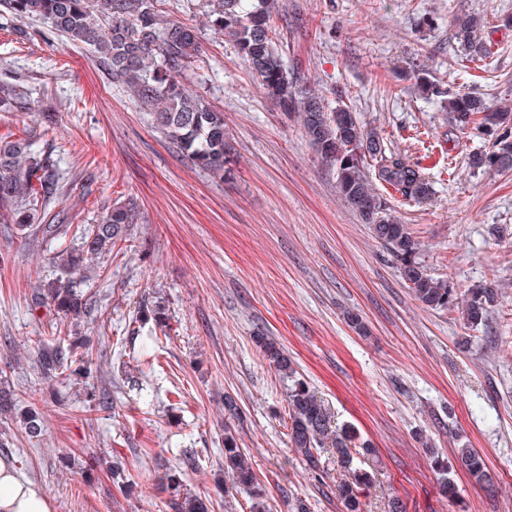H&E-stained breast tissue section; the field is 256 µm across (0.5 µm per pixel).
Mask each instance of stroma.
<instances>
[{"label":"stroma","instance_id":"obj_1","mask_svg":"<svg viewBox=\"0 0 512 512\" xmlns=\"http://www.w3.org/2000/svg\"><path fill=\"white\" fill-rule=\"evenodd\" d=\"M164 19L194 27L204 54L185 85L224 114L223 178L194 167L150 127L94 54L51 34L27 38L0 16V81L28 89L0 112V136L48 132L68 192L42 224L87 227L102 207L136 198L143 215L131 249L102 259L86 285L94 301L80 330L106 403L49 381L37 339L56 320L33 308L36 282L55 269L31 240L0 233V387L16 409L0 420V457L37 481L55 512H172L156 489L164 469L188 489L215 493L224 430L246 448L272 512H342L336 461L318 482L288 446L286 390L257 337H272L331 411L338 429L369 443L374 484L365 512H512V172L472 170L486 135L462 133L422 94L424 73L452 90L512 105V0H278L277 44L301 86L378 128L390 149H411L433 195L386 196L420 240L428 274L464 292L497 288L487 321L415 299L386 247L341 200L296 117L274 105L233 43L206 23L205 0H155ZM483 17L490 57L470 62L452 38L459 10ZM163 303L168 332L143 318ZM140 386L129 379L146 362ZM232 397L238 417L224 410ZM45 433L28 440L21 412ZM485 458L476 484L456 448ZM450 467L441 474L434 457ZM121 464L136 486L122 496ZM454 494H445L442 478Z\"/></svg>","mask_w":512,"mask_h":512}]
</instances>
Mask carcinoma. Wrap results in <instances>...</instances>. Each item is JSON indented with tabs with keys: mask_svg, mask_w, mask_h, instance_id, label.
<instances>
[{
	"mask_svg": "<svg viewBox=\"0 0 512 512\" xmlns=\"http://www.w3.org/2000/svg\"><path fill=\"white\" fill-rule=\"evenodd\" d=\"M154 0H0V11L19 20L39 21L75 44L91 47L101 68L112 82L126 88L147 112L152 128L184 154L195 166L224 177L228 163L224 113L215 111L202 95L185 86L179 77L202 60V48L194 29L159 16ZM207 23L217 34L231 38L267 95L287 111L299 114L303 129L321 162L336 176L344 202L370 225L376 239L391 252L413 295L425 306L444 310L454 302V290L443 280L427 274L420 260L421 243L390 201L375 186L380 182L402 196L423 201L431 187L418 163L403 151H393L376 129L364 124L349 108L332 107L318 92L299 88L276 49L271 24L274 0H206ZM481 18L466 12L454 22V38L471 61L489 55L482 36ZM420 88L441 99L452 128L476 130L491 137L489 150L468 156L474 170L495 167L512 170V116L508 108L487 102L471 92H455L420 78ZM19 84L0 83V112H8L24 98ZM31 137H0V223L12 224L18 234L33 225L39 206L61 200L53 160L33 149ZM142 223L136 202L115 203L100 215L97 224L74 234L73 242L52 251L57 275L34 288L35 308H51L64 317L77 319L88 313L91 298L82 289L91 278L94 263L112 254L115 247L133 241L135 227ZM70 226L44 224L35 246L66 237ZM497 301L492 288H473L461 300L469 325L485 322ZM64 346L39 347L41 370L59 382L88 379L93 358L85 342L64 333L57 337ZM263 355L286 384L289 442L315 472H322L321 458L336 455L341 472L336 496L344 512H364L363 497L373 482L360 457L372 454L367 445L355 443L346 432L333 429L331 417L308 383L297 376L288 356L270 338H260ZM24 429L28 439L43 436L41 414L27 411ZM458 462L471 478L489 481L482 455L473 448L457 449ZM224 493L237 488L249 491V512H270L265 490L250 458L231 434L224 437ZM161 487L169 492L174 512H211L213 502L199 495H181L182 479L167 471Z\"/></svg>",
	"mask_w": 512,
	"mask_h": 512,
	"instance_id": "obj_1",
	"label": "carcinoma"
}]
</instances>
